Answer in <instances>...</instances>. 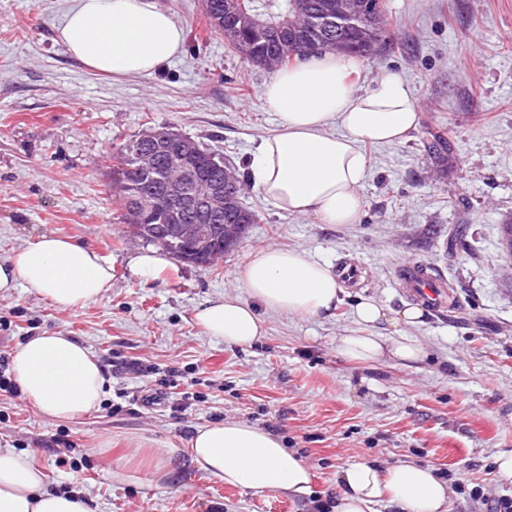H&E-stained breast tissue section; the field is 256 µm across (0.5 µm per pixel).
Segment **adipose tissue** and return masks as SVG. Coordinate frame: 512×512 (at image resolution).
<instances>
[{"label":"adipose tissue","mask_w":512,"mask_h":512,"mask_svg":"<svg viewBox=\"0 0 512 512\" xmlns=\"http://www.w3.org/2000/svg\"><path fill=\"white\" fill-rule=\"evenodd\" d=\"M68 52L86 68L123 76L157 71L185 46V33L157 0H74L59 28ZM353 58L324 52L279 71L262 89L278 130L263 138L250 180L288 214L313 215L323 224H353L361 213L367 161L362 144L403 142L418 123L405 80L386 71L358 91ZM113 266L91 248L60 237H40L0 262V291L27 286L62 310L101 300L112 287ZM241 293H227L199 308L203 331L226 344L249 346L265 333L261 310L288 317H330L343 292L333 268L301 249L252 251L240 270ZM417 306L388 315L363 298L354 311L361 333L336 339L344 357L362 363L386 358L424 360L417 340L374 333L382 322L413 325ZM11 370L26 399L43 416L71 420L97 410L108 385L99 358L82 342L58 333L27 340L11 356ZM191 461L225 485L296 498L310 495L311 475L298 451L282 438L238 419L197 427L187 441ZM335 512H448L450 485L434 468L404 460L382 468L364 461L342 468ZM0 512H91L75 492L49 489L42 469L23 453L0 448Z\"/></svg>","instance_id":"1"}]
</instances>
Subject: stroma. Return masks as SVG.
Instances as JSON below:
<instances>
[{
	"label": "stroma",
	"mask_w": 512,
	"mask_h": 512,
	"mask_svg": "<svg viewBox=\"0 0 512 512\" xmlns=\"http://www.w3.org/2000/svg\"><path fill=\"white\" fill-rule=\"evenodd\" d=\"M186 32L183 52L157 72L95 73L72 57L58 27L72 0H0V262L42 236L95 249L114 265L111 291L61 310L30 288L0 291V356L28 338L58 333L100 358L108 394L69 421L41 415L22 394L0 395V448L29 454L52 489L85 496L93 512H333L346 465L408 458L451 482L448 512H490L512 498L494 460L512 451V266L502 249L512 223V0H387L395 29L356 61L362 89L400 73L418 124L398 144H365L368 177L354 224H322L278 211L254 186L259 211L241 245L214 267L170 262L154 278L130 269L146 252L117 223L110 188L113 146L167 127L214 149L247 174L259 141L278 128L261 98L273 72L224 48L202 0H159ZM445 138L429 150L431 131ZM277 245L362 269L331 317L266 312L267 333L228 346L194 321L205 301L237 291L250 253ZM423 262L452 282L444 314L393 328L427 349L424 361L365 365L336 350L357 330L352 311L372 298L411 305L401 267ZM236 418L278 433L310 468L312 493H253L225 486L187 457L166 480L142 469L145 448L184 447L197 426Z\"/></svg>",
	"instance_id": "obj_1"
}]
</instances>
